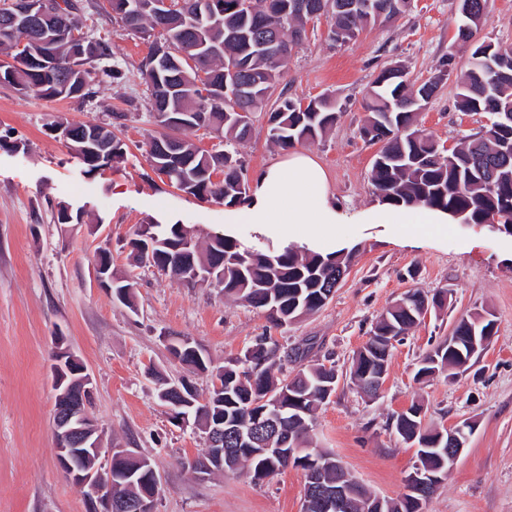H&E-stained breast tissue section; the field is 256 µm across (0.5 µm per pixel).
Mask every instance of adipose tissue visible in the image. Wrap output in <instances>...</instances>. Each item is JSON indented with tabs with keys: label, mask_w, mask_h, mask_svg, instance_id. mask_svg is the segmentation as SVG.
Here are the masks:
<instances>
[{
	"label": "adipose tissue",
	"mask_w": 512,
	"mask_h": 512,
	"mask_svg": "<svg viewBox=\"0 0 512 512\" xmlns=\"http://www.w3.org/2000/svg\"><path fill=\"white\" fill-rule=\"evenodd\" d=\"M344 221L324 168L304 151L265 168L254 181L248 201L224 212L225 224L251 225L278 249L298 245L325 256L335 252L336 227ZM360 221L393 225L392 237L400 241L448 234V214L440 209L389 204L370 208Z\"/></svg>",
	"instance_id": "1"
}]
</instances>
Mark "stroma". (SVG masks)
Wrapping results in <instances>:
<instances>
[{
	"instance_id": "1",
	"label": "stroma",
	"mask_w": 512,
	"mask_h": 512,
	"mask_svg": "<svg viewBox=\"0 0 512 512\" xmlns=\"http://www.w3.org/2000/svg\"><path fill=\"white\" fill-rule=\"evenodd\" d=\"M457 18L456 0H415L394 24L366 29L348 45H329L321 23L291 51L281 81L288 95L328 93L343 110L326 138L307 150L326 168L346 215L379 202L370 182L378 148L358 134L372 80L396 63L416 83L445 61L463 70ZM82 21L88 37L110 44L125 82L93 84L84 100L0 87V512H89L56 458L50 370L59 348L77 356L92 377L90 412L104 447L148 458L159 474L158 512H302V470L289 467L261 481L244 471L190 474L186 463L205 452L206 438L173 419L157 389L186 379L204 397L212 375L174 360L162 341L166 334L189 337L213 368L263 336L285 351L307 347L305 363L335 366L342 380L317 411L313 440L387 499L403 496L416 460L414 448L391 431L393 416L416 402L429 425L474 420L468 448L425 512H512V237L453 221L446 238L402 245L391 242L383 224L337 225L353 255L347 275L322 309L277 328L265 310L225 297L220 287L136 266L129 245L136 227L183 224L204 239L223 232L225 206L177 190L150 167L147 142L157 125L138 73L147 41L95 14ZM456 93L455 80L444 81L417 116L418 126L445 144L460 143L488 121L485 113L458 111ZM60 120L108 126L123 144L122 158L110 169L87 172L56 140L51 125ZM231 149L252 176L287 154L269 142L263 114L251 136ZM62 204L73 223H58ZM102 249L113 268L134 271L133 304L98 286L95 260ZM412 288L446 290L445 307L395 345L378 396L364 397L347 378L351 360L376 317ZM484 310L495 320L486 354L465 373L443 371L416 382L420 358L459 317Z\"/></svg>"
}]
</instances>
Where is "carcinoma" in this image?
<instances>
[{
    "mask_svg": "<svg viewBox=\"0 0 512 512\" xmlns=\"http://www.w3.org/2000/svg\"><path fill=\"white\" fill-rule=\"evenodd\" d=\"M180 2V28L184 31L170 27L163 32V37L174 44L180 42L191 47L194 42L187 28L191 27L190 21L197 15L201 0ZM223 2L222 27L199 31L201 42L209 45L215 41L224 43L223 54L199 58L207 81L213 83L224 79V72L234 64L241 66L237 77L246 81L252 78V72L262 73L265 86L260 88L262 97L257 111L269 114L279 130L269 139L282 148L322 140L341 117L334 99L322 94L318 96L316 111L302 112L300 99L283 92L273 96L283 75L285 59L271 61L254 49L256 33L267 27L277 29L288 47L301 44L308 37L302 21L290 12L282 15L270 11L267 0H254L253 11L246 19L233 10L236 0ZM88 8L107 17L122 31L144 40L150 39L158 30L159 21L150 14L132 22L125 16L106 11L99 0H92ZM375 25L377 21L371 11H335L327 17L326 40L335 45L340 42L338 36L344 34L347 39L340 43L345 45ZM478 30L474 20L460 18L456 40L469 52V57L467 67L456 75L458 92L455 107L460 112H485L489 115V124L468 142L458 146L456 151L445 154L443 145L415 125L417 113L430 103L440 82L428 80L415 89L410 85L405 70L387 67L372 81L359 135L366 143L380 145L373 161L371 180L381 200L408 207L440 208L461 216L469 224L512 225V152H503L504 145L512 144V122L504 123L500 119L507 112L512 114V48L487 40H475ZM56 56L60 65L67 64L69 49L62 44L56 46ZM110 56L111 48L107 42L95 40L88 43L76 97L89 95L91 84L100 74L117 84L125 79L122 65L101 66L102 61ZM60 65H42L33 61L17 78L5 76L0 79V84L43 98H68L70 94L54 89L64 76ZM138 71L149 91L151 111L159 110L165 103L178 112L196 110L200 93L195 83L198 77L196 70L188 67L185 75L176 79L183 86L182 95L168 102L159 98L161 92L150 67V56L142 59ZM207 115L218 124L224 123L225 142L249 137L247 129L223 122L224 103L212 104ZM196 166L219 171L223 178L218 182L204 179L188 181L174 170L167 173L168 182L198 199L222 202L226 206L240 205L249 197L250 185L245 166L237 154L228 150L222 154L200 152L196 155ZM151 233L161 242L155 250L162 253L183 242L179 224H155ZM181 257L197 266L223 265L224 295L267 310L272 325L279 327L290 322L293 315L313 313L324 307L335 293L339 279L349 269L352 254L338 251L329 258H323L294 249L280 254L264 253L244 247L236 240L219 237L215 242H206L202 248L191 246ZM446 300L445 292L428 295L418 288L410 289L395 305L378 316L363 346L364 352L353 358L349 368L352 379L364 394L372 396L377 393L374 375L389 368L392 348L386 344L387 337L406 335L423 322L421 311L424 306L437 310L444 307ZM494 326L493 319H486L480 313L460 317L453 328V335L460 337V341L450 343L444 339L425 353L416 372L417 380L424 381L464 360H474L465 337L472 334L480 336L487 331L492 333ZM168 350L179 362L199 371L208 370L207 357L197 361L188 347L178 350L170 345ZM223 369L222 391L211 390L202 402L194 399L195 405L189 409L196 427H202L209 416L217 414H224L231 421L237 417L244 421L248 407L257 398L270 393L286 405L291 395L301 403L300 412L282 414L277 438L286 448L291 447L290 439L305 448L304 452L291 457L260 455L257 445L250 448L238 445L236 431L226 426L224 447L236 449V456L227 465L228 470L245 469L254 480H262L288 466L306 472L313 468L311 453L307 452L309 448L317 450L316 456L321 459L336 460L331 452L317 448L311 437L315 412L324 403L321 385L325 384L327 374L322 367H302L293 376L283 374L280 348L271 341L260 348L248 366L229 360ZM423 419V408L413 403L407 411L393 418L390 428L404 442L413 441L419 445L414 469L446 471L448 431L440 432L436 427H428Z\"/></svg>",
    "mask_w": 512,
    "mask_h": 512,
    "instance_id": "carcinoma-1",
    "label": "carcinoma"
}]
</instances>
